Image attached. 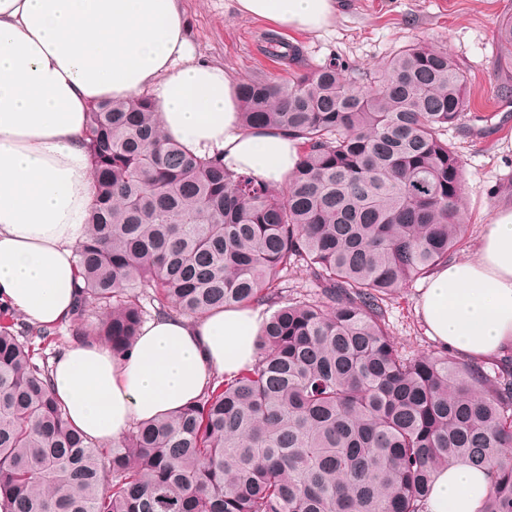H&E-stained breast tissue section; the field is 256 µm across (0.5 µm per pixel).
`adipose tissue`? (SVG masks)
<instances>
[{
    "mask_svg": "<svg viewBox=\"0 0 512 512\" xmlns=\"http://www.w3.org/2000/svg\"><path fill=\"white\" fill-rule=\"evenodd\" d=\"M239 14L315 31L336 0H236ZM238 81L197 59L179 0H0V302L35 326L68 323L81 296L75 251L94 194L87 112L103 98L150 96L166 138L276 187L299 142L240 119ZM428 334L467 361L512 347V209L493 214L469 258L439 265L417 304ZM258 311L149 321L123 358L75 342L51 362L68 421L97 443L174 415L213 378L255 361ZM483 471L458 461L437 472L427 512H478Z\"/></svg>",
    "mask_w": 512,
    "mask_h": 512,
    "instance_id": "adipose-tissue-1",
    "label": "adipose tissue"
}]
</instances>
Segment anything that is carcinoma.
Instances as JSON below:
<instances>
[{
	"label": "carcinoma",
	"instance_id": "carcinoma-1",
	"mask_svg": "<svg viewBox=\"0 0 512 512\" xmlns=\"http://www.w3.org/2000/svg\"><path fill=\"white\" fill-rule=\"evenodd\" d=\"M497 41L512 71V17ZM265 52L301 54L274 37ZM365 81L330 61L239 83L245 123L300 141L278 190L167 139L146 96L90 106L96 193L71 338L125 356L143 287L159 313L270 316L253 365L105 449L68 424L32 360L31 340L59 329L18 327L0 306L3 512H425L437 471L461 459L487 473L479 512H512V358L410 355L386 326L388 302L462 237V162L442 132L467 111L465 72L416 42ZM299 262L320 293L285 301L280 273Z\"/></svg>",
	"mask_w": 512,
	"mask_h": 512
}]
</instances>
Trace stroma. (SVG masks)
I'll use <instances>...</instances> for the list:
<instances>
[{
    "label": "stroma",
    "instance_id": "obj_1",
    "mask_svg": "<svg viewBox=\"0 0 512 512\" xmlns=\"http://www.w3.org/2000/svg\"><path fill=\"white\" fill-rule=\"evenodd\" d=\"M182 8L198 59L223 66L242 80L285 82L333 58L348 62L351 78L358 80L407 43L424 41L448 49L466 73L471 111L490 117L447 134L463 168L460 211L465 228L457 258L473 254L495 211L512 207V100L499 95L497 45V29L512 16V0H340L328 27L279 33L302 50L293 62L265 54L264 38L276 31L274 24L240 17L235 0H182ZM425 285L422 279L413 282L388 304L389 332L411 355L434 346L416 313Z\"/></svg>",
    "mask_w": 512,
    "mask_h": 512
}]
</instances>
